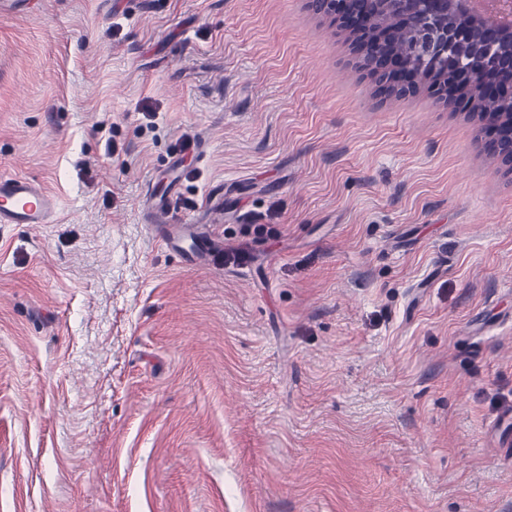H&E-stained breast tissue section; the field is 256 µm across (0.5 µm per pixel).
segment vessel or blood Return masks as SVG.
Wrapping results in <instances>:
<instances>
[{"mask_svg": "<svg viewBox=\"0 0 512 512\" xmlns=\"http://www.w3.org/2000/svg\"><path fill=\"white\" fill-rule=\"evenodd\" d=\"M56 197L26 177L0 174V224H50L57 215ZM149 223L152 236L166 249L185 250L193 260H205L212 238L204 225L190 218L174 219L171 210L157 205Z\"/></svg>", "mask_w": 512, "mask_h": 512, "instance_id": "obj_1", "label": "vessel or blood"}]
</instances>
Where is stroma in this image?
I'll return each mask as SVG.
<instances>
[{
  "label": "stroma",
  "instance_id": "1",
  "mask_svg": "<svg viewBox=\"0 0 512 512\" xmlns=\"http://www.w3.org/2000/svg\"><path fill=\"white\" fill-rule=\"evenodd\" d=\"M308 3L0 0V512H512V170ZM57 198L27 177L0 174V224H51ZM151 211L155 216L149 223L151 234L166 249L178 252L189 259L181 251L183 249L191 254L194 261L199 262L210 255L213 244L205 225L193 224L192 219L188 217L175 223L172 211L161 205H155Z\"/></svg>",
  "mask_w": 512,
  "mask_h": 512
}]
</instances>
